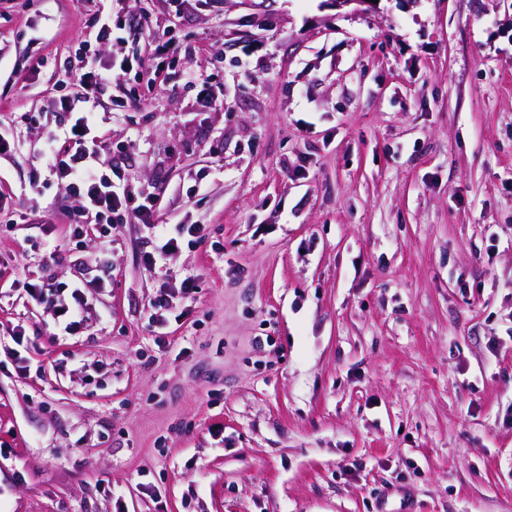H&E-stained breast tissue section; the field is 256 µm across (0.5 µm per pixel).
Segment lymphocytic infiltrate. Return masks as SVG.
I'll list each match as a JSON object with an SVG mask.
<instances>
[{"mask_svg": "<svg viewBox=\"0 0 512 512\" xmlns=\"http://www.w3.org/2000/svg\"><path fill=\"white\" fill-rule=\"evenodd\" d=\"M138 24L148 31V53H136L108 63L92 53L81 58V67L76 72L69 65H62L63 77H75L78 86L76 93L59 97L61 107L71 112V122L67 127L47 132L42 151L44 166L34 169L29 186L37 188L46 174L64 194L77 199L78 206L70 216L69 235L73 238L83 236L91 224L98 226L103 237L111 236L113 225L130 220L152 226L159 244L143 257L145 270L152 272L182 246L202 245L205 236L197 224L160 223L158 193H134L120 172L99 157L102 133L97 127L95 110L101 92L108 86L122 85L132 71L139 69L149 72L150 84L165 83L166 60L176 52L173 39L150 32L148 16H140ZM88 286L85 280L58 284L57 298L53 301L48 300L43 286L36 283L29 285L27 294L33 303H53L65 333L76 335L87 329L83 307Z\"/></svg>", "mask_w": 512, "mask_h": 512, "instance_id": "lymphocytic-infiltrate-1", "label": "lymphocytic infiltrate"}]
</instances>
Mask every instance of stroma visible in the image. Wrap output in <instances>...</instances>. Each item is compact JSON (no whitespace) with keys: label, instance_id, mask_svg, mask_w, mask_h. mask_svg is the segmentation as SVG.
Segmentation results:
<instances>
[{"label":"stroma","instance_id":"35a3bbf8","mask_svg":"<svg viewBox=\"0 0 512 512\" xmlns=\"http://www.w3.org/2000/svg\"><path fill=\"white\" fill-rule=\"evenodd\" d=\"M106 4L0 0V512H512V0H120L101 60L145 13L179 50L105 90L101 157L206 235L157 273L28 188L69 119L36 63ZM104 267L79 336L24 289ZM174 296L169 294H161L159 298L155 301V318L152 321V325L154 327V332H158L159 335H164V332H159L156 330H163L167 327V324L170 322L172 316L177 321L182 315V311L178 314L176 313L177 305H174L173 302Z\"/></svg>","mask_w":512,"mask_h":512}]
</instances>
